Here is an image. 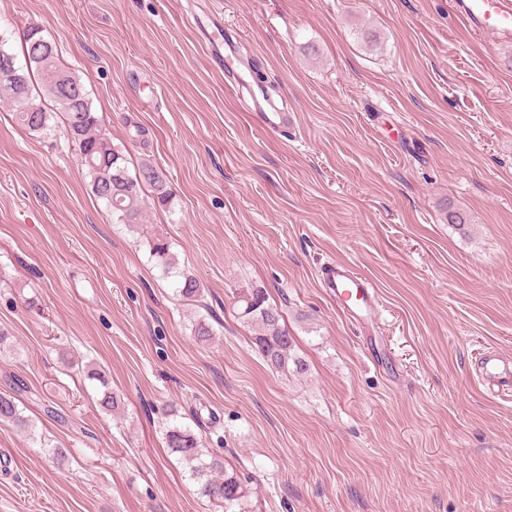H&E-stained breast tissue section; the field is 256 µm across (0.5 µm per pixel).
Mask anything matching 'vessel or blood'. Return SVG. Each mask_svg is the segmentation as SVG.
Wrapping results in <instances>:
<instances>
[{
  "label": "vessel or blood",
  "mask_w": 512,
  "mask_h": 512,
  "mask_svg": "<svg viewBox=\"0 0 512 512\" xmlns=\"http://www.w3.org/2000/svg\"><path fill=\"white\" fill-rule=\"evenodd\" d=\"M459 15L468 30L476 35H491L503 40L512 39V0H456ZM186 26L201 34L207 51L225 68V74L235 82H242V72L249 68L236 40L217 41L216 35L224 29V15L220 12H192L184 17ZM254 111L260 112L264 126L274 132H287L294 124V115L287 107L277 105L260 89L247 87ZM318 280L321 288L333 297L337 308L352 323L367 330L376 323L380 312V297L376 287L361 272L344 262L321 266ZM478 379L497 387L499 391L512 390V357L496 350L481 354L475 365Z\"/></svg>",
  "instance_id": "vessel-or-blood-1"
}]
</instances>
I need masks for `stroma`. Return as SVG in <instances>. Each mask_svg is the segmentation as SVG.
Instances as JSON below:
<instances>
[{
    "instance_id": "obj_1",
    "label": "stroma",
    "mask_w": 512,
    "mask_h": 512,
    "mask_svg": "<svg viewBox=\"0 0 512 512\" xmlns=\"http://www.w3.org/2000/svg\"><path fill=\"white\" fill-rule=\"evenodd\" d=\"M214 8L288 135L181 21ZM32 25L174 198L116 223L63 127L29 133L0 103V393L36 426L0 423V512H214L163 443L172 421L237 472L246 512H512V401L474 373L483 350L512 356V41L472 37L454 0H0L9 49ZM333 260L376 285V338L320 288ZM245 288L281 310L305 373L265 364ZM147 245L151 258L155 260L163 274H172L177 262L173 253L170 251L168 243L162 238L154 237L147 240Z\"/></svg>"
}]
</instances>
